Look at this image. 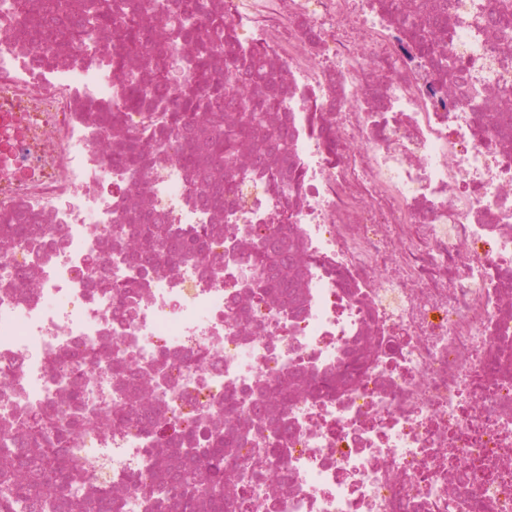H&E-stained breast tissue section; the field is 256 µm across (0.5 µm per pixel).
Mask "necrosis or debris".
Returning a JSON list of instances; mask_svg holds the SVG:
<instances>
[{"mask_svg": "<svg viewBox=\"0 0 512 512\" xmlns=\"http://www.w3.org/2000/svg\"><path fill=\"white\" fill-rule=\"evenodd\" d=\"M33 2L0 5V211L26 212L54 245L0 253V434L80 389L93 422L69 449L88 469L79 493L108 485L123 512H173L144 418L219 429L233 397L226 512H512V30L494 23L512 0H424L448 4V51L479 74L461 96L408 32L413 0H209L200 39L229 20L214 68L236 53L277 84L298 175L276 191L254 139L220 212L179 157L185 137H155L191 78L150 81L194 54L167 37L178 0L146 12L155 36L133 49L122 10L92 43L19 38ZM117 59L154 107L127 104ZM106 114L152 151L147 170L102 152ZM140 213L214 225L207 260L127 263L113 228ZM275 228L298 247V304L267 300L245 324L250 250ZM103 278L140 287L118 298ZM117 359L132 382L112 377ZM291 374L271 418L265 390ZM118 404L136 413L114 430L97 414Z\"/></svg>", "mask_w": 512, "mask_h": 512, "instance_id": "4bbe7bcc", "label": "necrosis or debris"}]
</instances>
